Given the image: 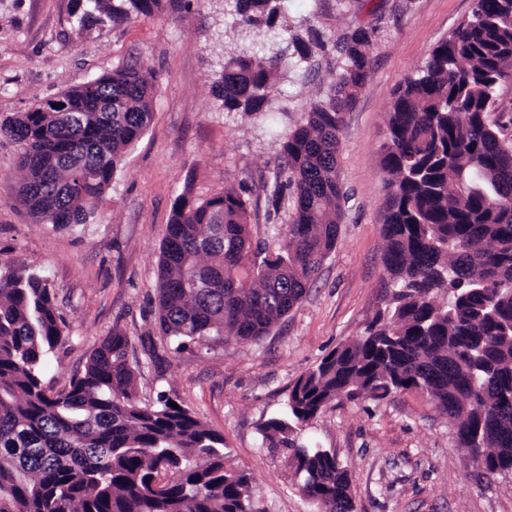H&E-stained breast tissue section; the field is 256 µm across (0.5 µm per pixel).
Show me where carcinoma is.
Here are the masks:
<instances>
[{"label": "carcinoma", "instance_id": "obj_1", "mask_svg": "<svg viewBox=\"0 0 512 512\" xmlns=\"http://www.w3.org/2000/svg\"><path fill=\"white\" fill-rule=\"evenodd\" d=\"M282 0H224L269 43L231 51L213 92L226 112L271 111L288 31ZM191 0H76L78 28L190 11ZM374 30L337 39L340 73L283 135L273 197L293 188L285 244L259 257L247 200L234 188L173 204L161 246L156 328L183 345L255 340L307 295L335 248L345 197L336 172L344 116L363 88ZM309 62L322 43L294 31ZM512 79V0H476L472 17L398 85L386 112L381 169L385 241L381 307L365 333L293 384L262 443L289 450L321 512H355L336 454L296 442L337 399L426 395L485 478L512 474V138L492 119ZM156 71L126 64L57 95L64 112L0 118L18 144V201L42 224H86L127 149L151 121ZM52 289L27 266L0 265V512H260L249 475L225 465L224 435L190 410L138 395L128 338L115 328L67 387L44 367L65 341Z\"/></svg>", "mask_w": 512, "mask_h": 512}]
</instances>
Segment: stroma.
Returning a JSON list of instances; mask_svg holds the SVG:
<instances>
[{
    "label": "stroma",
    "mask_w": 512,
    "mask_h": 512,
    "mask_svg": "<svg viewBox=\"0 0 512 512\" xmlns=\"http://www.w3.org/2000/svg\"><path fill=\"white\" fill-rule=\"evenodd\" d=\"M475 0H284L289 26L325 41L320 66L293 62L271 111L223 112L211 90L228 50L262 37L194 0L166 14L79 34L75 0H0V115L144 61L159 75L151 123L125 154L86 224H37L17 201L18 147L0 139V264L34 268L52 287L69 335L44 379L60 389L83 372L112 329L129 341L139 395H165L224 436L226 463L248 472L261 512H317L299 489L284 448L262 444L258 426L282 413L294 381L360 336L379 304L385 113L396 87L434 45L469 19ZM378 30L370 71L345 114L337 173L347 194L339 236L303 300L257 341L176 343L153 326L161 245L181 193L203 200L242 191L255 245L283 244L292 202L273 204L281 137L325 98L340 63L333 41L359 26ZM335 452L351 474L356 512H512V476L488 481L455 444L452 424L424 395L331 402L298 433Z\"/></svg>",
    "instance_id": "stroma-1"
}]
</instances>
